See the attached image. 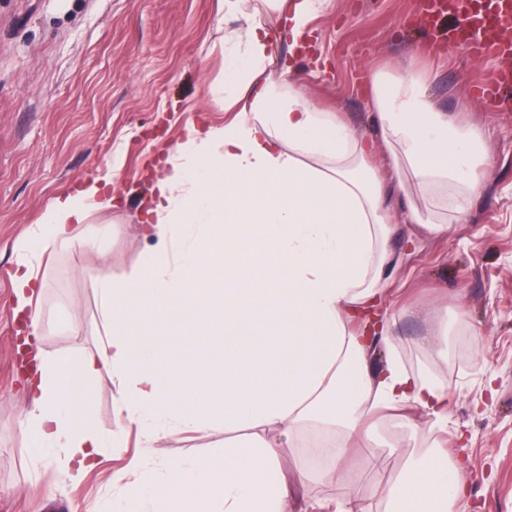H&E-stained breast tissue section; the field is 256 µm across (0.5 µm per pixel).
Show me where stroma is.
Here are the masks:
<instances>
[{
  "label": "stroma",
  "instance_id": "1",
  "mask_svg": "<svg viewBox=\"0 0 512 512\" xmlns=\"http://www.w3.org/2000/svg\"><path fill=\"white\" fill-rule=\"evenodd\" d=\"M419 8V0H325L308 25L295 79L306 99L342 112L369 138L379 163L386 146L369 105L375 72H426L434 106L486 133L489 162L478 168L485 191L469 222L440 234L399 224L394 248L402 263L380 305L389 342L407 366L433 362L422 347L439 339L426 315L432 307L468 357L444 376L447 428L416 411L413 434L392 432L400 452L379 454L369 468L354 454L348 480L314 462L311 433L283 443L288 512H336L356 495L368 512H385L381 487L407 455L437 440L465 461L468 493L451 512H512V105L475 90L495 60L428 34ZM238 26L219 13L218 0H0V512H117L124 493L113 472L190 461L224 439L220 430L152 438L149 428L125 422L104 372L83 409L112 447L77 482L60 476L65 457L33 464L19 428L29 319L17 310L12 276L16 249L49 203L111 172L114 206L92 208L87 220L91 228L111 225L107 246L46 252L35 267L45 285L35 304L41 339L34 352L94 350L104 335L96 278H130L153 247L137 231L141 196L189 127L220 128L231 118L212 89L224 80V36Z\"/></svg>",
  "mask_w": 512,
  "mask_h": 512
}]
</instances>
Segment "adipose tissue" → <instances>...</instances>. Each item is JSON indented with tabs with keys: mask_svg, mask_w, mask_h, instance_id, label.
<instances>
[{
	"mask_svg": "<svg viewBox=\"0 0 512 512\" xmlns=\"http://www.w3.org/2000/svg\"><path fill=\"white\" fill-rule=\"evenodd\" d=\"M218 2L243 22L221 87L239 117L191 129L171 149L170 168L145 201L151 220L139 227L154 242L149 260L134 277L97 282L106 341L79 358L42 362L25 383L31 407L20 430L35 457L77 462L64 473L70 481L104 445L81 410L104 369L128 420H150L156 438L245 428L237 445L141 469L123 512H286L277 435L315 427L341 464L372 442L383 412L402 428L413 427V408L447 420L444 383L407 370L394 353L375 363L386 335H354L348 320H373L399 262L387 199H402L407 223L432 233L466 220L483 193L481 135L436 110L419 73L376 75L371 102L387 155L384 167L373 165L370 143L339 114L319 111L298 83L267 77L273 37L260 7ZM111 183L104 173L47 207L34 245L17 250L20 308L42 289L36 251L97 248L110 238L108 224L88 236L77 229ZM164 320L199 348L190 368L154 341L152 327ZM463 494L461 468L441 449L408 458L383 490L390 512H448Z\"/></svg>",
	"mask_w": 512,
	"mask_h": 512,
	"instance_id": "ef3b65f1",
	"label": "adipose tissue"
}]
</instances>
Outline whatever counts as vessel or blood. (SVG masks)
<instances>
[{
	"label": "vessel or blood",
	"mask_w": 512,
	"mask_h": 512,
	"mask_svg": "<svg viewBox=\"0 0 512 512\" xmlns=\"http://www.w3.org/2000/svg\"><path fill=\"white\" fill-rule=\"evenodd\" d=\"M423 21L449 22L453 41L475 58L487 55L503 67L483 84V98L497 102L512 93V0H423Z\"/></svg>",
	"instance_id": "b4317fda"
}]
</instances>
